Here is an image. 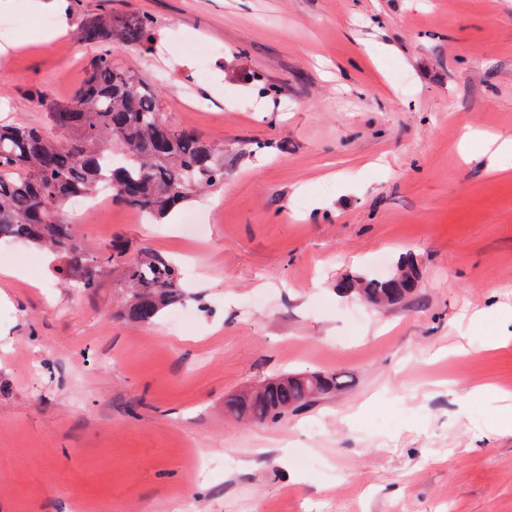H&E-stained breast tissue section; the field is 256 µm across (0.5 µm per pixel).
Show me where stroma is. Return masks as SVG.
<instances>
[{
    "mask_svg": "<svg viewBox=\"0 0 512 512\" xmlns=\"http://www.w3.org/2000/svg\"><path fill=\"white\" fill-rule=\"evenodd\" d=\"M105 8L152 18L162 53L112 59L223 145L224 185L161 227L67 208L88 252L197 268L152 324L116 315L118 274L90 295L27 242L36 267L0 261V512H512V156L490 143L512 139V0H0L1 28L27 20L0 38V116L71 101ZM406 255L400 303L341 291ZM298 372L348 385L225 412ZM341 388L336 374L288 373L268 381L256 398L248 394L227 395L224 409L248 420L275 422L288 410L298 409Z\"/></svg>",
    "mask_w": 512,
    "mask_h": 512,
    "instance_id": "35a3bbf8",
    "label": "stroma"
}]
</instances>
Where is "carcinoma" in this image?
<instances>
[{
	"label": "carcinoma",
	"mask_w": 512,
	"mask_h": 512,
	"mask_svg": "<svg viewBox=\"0 0 512 512\" xmlns=\"http://www.w3.org/2000/svg\"><path fill=\"white\" fill-rule=\"evenodd\" d=\"M121 39L145 54L155 50L152 21L144 14L120 21ZM112 13L103 10L85 21L81 40L98 46L85 79L67 105L45 104L54 134L19 120L0 121V239L16 238L47 246L63 258L62 273L94 294L101 277L123 263L128 298L121 317L133 324L154 323L165 308L185 297L178 270L158 254L125 258L127 248L85 252L64 218L75 197L91 199L103 181L112 200L160 221L194 194L224 185V148L193 129L170 128L154 91L112 63ZM400 274L348 279L373 305H393L411 295L417 270L413 261L397 264ZM341 389L339 378L315 372L288 373L268 381L254 398L230 394L224 409L253 421L276 422L288 410Z\"/></svg>",
	"instance_id": "cac0c4a2"
}]
</instances>
